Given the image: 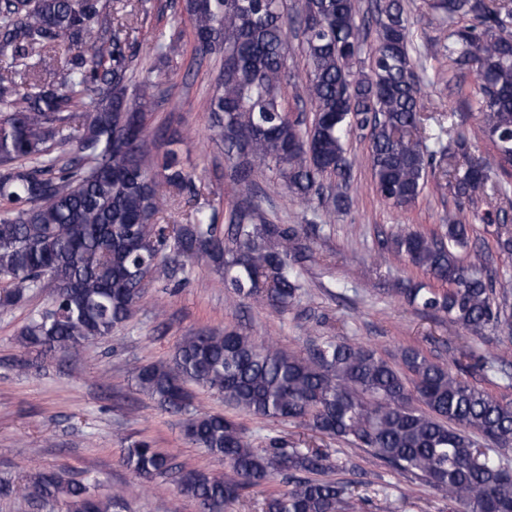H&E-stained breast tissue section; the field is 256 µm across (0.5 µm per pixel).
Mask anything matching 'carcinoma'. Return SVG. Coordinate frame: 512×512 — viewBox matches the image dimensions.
I'll list each match as a JSON object with an SVG mask.
<instances>
[{
	"label": "carcinoma",
	"instance_id": "carcinoma-1",
	"mask_svg": "<svg viewBox=\"0 0 512 512\" xmlns=\"http://www.w3.org/2000/svg\"><path fill=\"white\" fill-rule=\"evenodd\" d=\"M436 36L433 55L453 75L474 72L469 108L494 144L471 154L470 137L455 130L425 135L420 59L414 55L403 0L369 7L374 41L357 23L360 0H186L196 51L219 54L223 70L209 95L213 135L235 158L233 180L248 188L254 174L275 171L289 192L330 213L350 206L356 160L350 136L369 140L367 161L376 195L411 208L436 159L448 160L454 197L474 219L499 224L482 209L487 189L507 192L512 169V2L428 0ZM302 27L307 61L304 94L314 116L293 118L280 95L294 22ZM71 55L50 81L35 68L55 47ZM166 62L182 53L181 32L159 35ZM368 67H359L362 54ZM130 33L112 18V0H0V310L33 288H52L50 307L22 329L19 342L42 352L79 357L126 322L155 275L172 267L214 266L240 301L278 312L304 290L308 231L275 224L250 195L231 209L227 228L198 203L192 175L175 150L162 158L148 144L147 120L167 73L151 66L134 79ZM95 109L82 111L94 91ZM174 199L186 222L162 224ZM471 225L448 214L431 235L400 228L379 241L377 256L404 258L448 289L399 283L396 292L425 311L479 334L512 335V304L495 297L491 259L475 251L462 263ZM396 367L373 348L331 338L314 340L301 356L237 330L185 337L168 363L136 368V386L166 412L184 417L185 434L224 465L207 474L175 463L171 450L138 440L123 464L150 482L170 478L202 512H227L248 489L278 482L262 512H351L347 488L326 478L330 454L298 448L278 436L261 448L235 418L198 411L188 385L224 397L233 410L288 422L367 451L394 471L424 480L466 512H512V404L471 385L465 366L445 365L415 347ZM34 508L60 503L66 512H129L126 500L94 483L36 467L16 485L0 479V497L15 494Z\"/></svg>",
	"mask_w": 512,
	"mask_h": 512
}]
</instances>
